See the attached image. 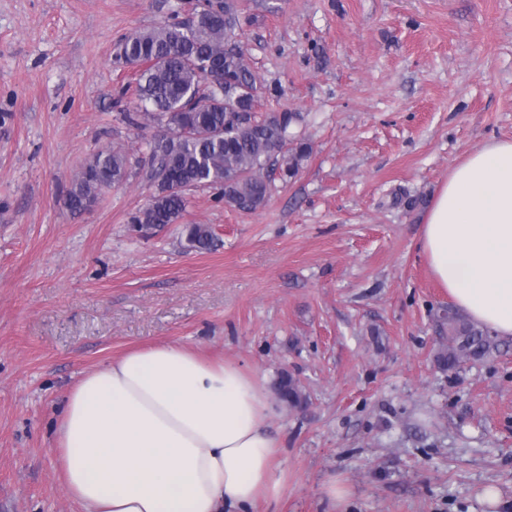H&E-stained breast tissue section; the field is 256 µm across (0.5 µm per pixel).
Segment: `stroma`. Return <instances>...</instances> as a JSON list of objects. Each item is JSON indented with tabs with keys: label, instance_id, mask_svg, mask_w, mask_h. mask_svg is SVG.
Segmentation results:
<instances>
[{
	"label": "stroma",
	"instance_id": "35a3bbf8",
	"mask_svg": "<svg viewBox=\"0 0 512 512\" xmlns=\"http://www.w3.org/2000/svg\"><path fill=\"white\" fill-rule=\"evenodd\" d=\"M239 2L260 109L301 113L311 155L255 212L201 188L143 235L137 173L79 215L63 197L98 150L156 134L124 118L121 45L186 0H0V512H80L59 410L148 344L299 382L301 407L270 399L284 482L256 512H481L490 485L512 512V338L441 368L452 302L419 249L452 167L512 140V0ZM184 232L185 241L189 249L208 251L215 245L212 228L207 224H186Z\"/></svg>",
	"mask_w": 512,
	"mask_h": 512
}]
</instances>
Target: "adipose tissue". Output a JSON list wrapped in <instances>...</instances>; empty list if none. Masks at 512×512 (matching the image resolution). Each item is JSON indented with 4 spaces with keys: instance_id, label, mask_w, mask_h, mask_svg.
<instances>
[{
    "instance_id": "ef3b65f1",
    "label": "adipose tissue",
    "mask_w": 512,
    "mask_h": 512,
    "mask_svg": "<svg viewBox=\"0 0 512 512\" xmlns=\"http://www.w3.org/2000/svg\"><path fill=\"white\" fill-rule=\"evenodd\" d=\"M420 249L458 309L512 338V140L487 141L452 168ZM269 411L257 375L149 345L79 379L53 451L83 512H252L282 490Z\"/></svg>"
}]
</instances>
